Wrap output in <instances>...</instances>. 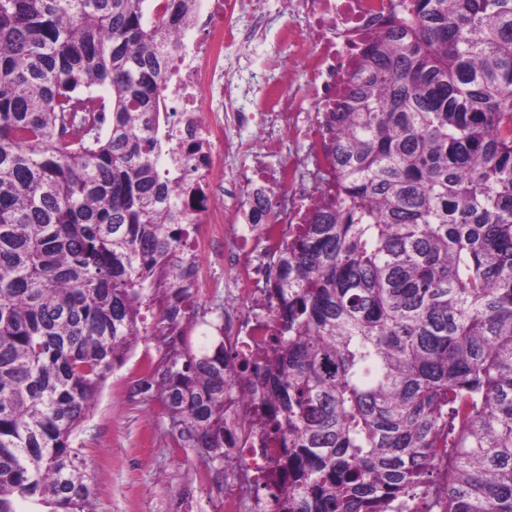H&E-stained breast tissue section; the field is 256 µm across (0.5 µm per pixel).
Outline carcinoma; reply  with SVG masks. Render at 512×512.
<instances>
[{
  "label": "carcinoma",
  "mask_w": 512,
  "mask_h": 512,
  "mask_svg": "<svg viewBox=\"0 0 512 512\" xmlns=\"http://www.w3.org/2000/svg\"><path fill=\"white\" fill-rule=\"evenodd\" d=\"M410 2L326 113L338 193L276 257L274 333L236 363L278 512H512V0ZM194 3L0 0V512H96L75 431L140 337L197 314L160 130ZM156 374L224 474V337Z\"/></svg>",
  "instance_id": "cac0c4a2"
}]
</instances>
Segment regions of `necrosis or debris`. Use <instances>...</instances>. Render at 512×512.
<instances>
[{
    "label": "necrosis or debris",
    "instance_id": "4bbe7bcc",
    "mask_svg": "<svg viewBox=\"0 0 512 512\" xmlns=\"http://www.w3.org/2000/svg\"><path fill=\"white\" fill-rule=\"evenodd\" d=\"M407 0H282L280 42L300 75L257 74L258 97L232 95L229 61L268 29L264 0H196L178 35L164 91L171 144L183 160L195 252L224 249V358L264 346L272 314L274 259L296 226L334 188L326 113L349 94L352 75L378 33L408 20ZM259 392L234 385L224 432V512H276L255 479L276 468L277 449L256 432Z\"/></svg>",
    "mask_w": 512,
    "mask_h": 512
}]
</instances>
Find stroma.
Instances as JSON below:
<instances>
[{
	"mask_svg": "<svg viewBox=\"0 0 512 512\" xmlns=\"http://www.w3.org/2000/svg\"><path fill=\"white\" fill-rule=\"evenodd\" d=\"M161 336L142 337L107 377L92 413L73 437L90 473L96 512H224L215 466L183 444L163 408L154 374Z\"/></svg>",
	"mask_w": 512,
	"mask_h": 512,
	"instance_id": "stroma-1",
	"label": "stroma"
}]
</instances>
